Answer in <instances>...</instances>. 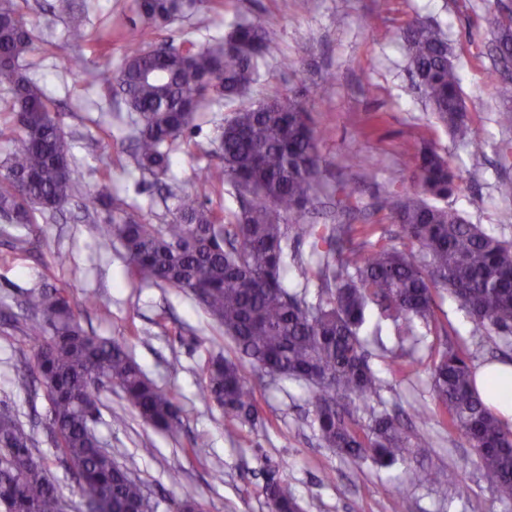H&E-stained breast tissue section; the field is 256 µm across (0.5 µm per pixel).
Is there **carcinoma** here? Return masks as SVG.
Here are the masks:
<instances>
[{"mask_svg":"<svg viewBox=\"0 0 512 512\" xmlns=\"http://www.w3.org/2000/svg\"><path fill=\"white\" fill-rule=\"evenodd\" d=\"M206 0H137L139 16L151 30L202 8ZM409 72L432 112L461 143L478 146L442 29L414 20L403 29ZM39 40L17 0H0V88L11 94L0 137L11 150L0 165V219L33 225L37 215L57 210L73 196V146L52 113L44 86L29 78L23 61ZM270 45L260 20L232 23L213 44L196 48L131 49L118 87L138 115L133 161L158 183L170 178L172 154L190 143L199 112L213 101L238 103L219 135V162L200 168L207 189L230 184L242 199L234 221L202 203L198 195L177 196L167 224H144L127 213L128 204L98 181L86 195L96 211L99 241L118 240L128 278L176 288L190 296L236 345L258 374L298 378L314 389L313 425L321 442L347 458H368L388 468L410 449L403 425L372 415L363 427L351 424L339 402L368 405L381 380L364 349L361 329L369 304L380 306L397 328L395 357L417 363L414 322L434 320L435 294L447 289L467 312L473 335L485 343L512 337V241L470 224L457 211L429 203L457 188L458 176L432 141L414 148L410 181L416 192L389 188L373 207L399 225L402 238L417 243V259L393 245L370 250L349 245L350 224H301L299 216L323 193L317 133L302 94L273 101L245 102L260 77ZM494 49L505 74L497 94L507 103L502 122L512 126V26H497ZM336 206L353 211L349 180L336 184ZM305 241L320 281L318 301L288 291V242ZM10 321L33 338V363L17 370L16 385L38 386L48 403L47 420L58 458L70 465L83 492L84 512H156L157 504L129 468L100 450L94 424L99 393L118 388L138 415L154 428L173 433L181 409L146 377L124 343L91 336L80 325L66 291L43 281L24 297ZM434 399L448 426L463 431L476 450L482 476L496 496L512 502V430L484 403L468 358L447 348L430 371ZM203 396L224 415L252 424L258 408L240 363L211 358L204 368ZM421 481L466 492L460 473L428 467L405 472ZM264 493L273 512H300L287 483L270 478ZM0 512H64L63 497L45 458L35 453L29 432L11 411L0 410Z\"/></svg>","mask_w":512,"mask_h":512,"instance_id":"1","label":"carcinoma"}]
</instances>
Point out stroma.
<instances>
[{
    "instance_id": "obj_1",
    "label": "stroma",
    "mask_w": 512,
    "mask_h": 512,
    "mask_svg": "<svg viewBox=\"0 0 512 512\" xmlns=\"http://www.w3.org/2000/svg\"><path fill=\"white\" fill-rule=\"evenodd\" d=\"M18 2L42 36L27 73L56 103L60 125L73 143L79 190L61 212L40 218L37 249L12 247L10 238L20 229L0 220V309L17 307L24 291L40 281L63 286L86 330L123 341L147 376L176 397L182 419L176 435L144 423L116 390L101 392L95 424L113 457L159 500V512H169L172 500L186 496L198 500L204 512H270L262 489L272 477L288 483L303 512H512V502L498 500L484 482L468 439L444 422L429 374L437 351L446 345L457 347L477 367L512 365V344L479 346L465 311L446 291L435 296L436 324L416 325L422 363L411 372L397 371L394 365L392 321L382 318L378 306L368 310L363 335L382 329L381 344L367 347L382 387L372 412L358 411L354 417L365 425L373 412L396 415L412 437L425 434L432 441L429 455L415 454L381 469L371 460L342 458L323 447L312 426L313 393L301 380H251L258 420L252 425L229 422L221 408L203 398L201 387L206 360L233 357L231 339L178 290L128 283L120 244L101 245L84 208L86 192L105 177L131 212L148 224L170 220L175 194L198 191V157L214 150L233 104L214 103L199 114L194 146L175 153L176 180L163 187L134 167V114L116 92L120 67L132 44L162 39L177 48L188 40L204 46L238 18L248 17L264 22L271 38L250 99L306 90L310 123L322 135L325 179L331 186L350 179L361 202L360 211L351 216L325 201L305 215V223L349 221L367 227L368 236L360 240L364 248L393 244L420 255L418 245L401 239L398 225L374 211L372 203L391 184L412 191L410 150L423 136L462 176L458 189L437 199V206L512 240V200L497 189L500 179L512 178V156L502 155L504 147H512V131L497 121L500 101L492 51L497 23L512 13V0H293L287 12L281 0H211L210 7L173 20L156 35L139 17L136 0H80L83 24L103 35L100 44L72 40L71 18L50 11V0ZM415 19L438 23L446 32L479 147L456 141L414 87L398 34ZM74 55L87 59V70L70 69L68 60ZM355 150L362 167L352 172L348 156ZM61 252L69 254L79 275H71V266L56 265ZM90 295L97 297L99 310L85 308ZM33 352V341L0 318V407H8L25 425L37 453L50 459L60 492L77 505L82 501L78 483L65 465L52 459L42 391L28 393L14 383L17 369ZM174 362L179 365L175 372L170 369ZM195 440L203 444L197 455L189 451ZM430 462L458 468L467 493L421 482L399 485L405 470Z\"/></svg>"
}]
</instances>
